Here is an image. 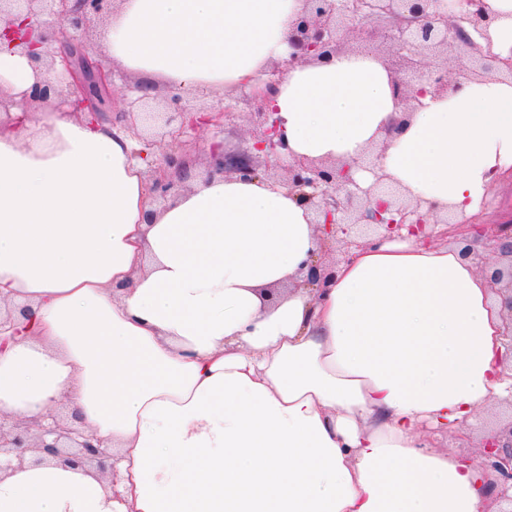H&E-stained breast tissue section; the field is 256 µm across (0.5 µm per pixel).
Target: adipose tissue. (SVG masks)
I'll return each mask as SVG.
<instances>
[{
  "label": "adipose tissue",
  "mask_w": 512,
  "mask_h": 512,
  "mask_svg": "<svg viewBox=\"0 0 512 512\" xmlns=\"http://www.w3.org/2000/svg\"><path fill=\"white\" fill-rule=\"evenodd\" d=\"M512 57V0H484ZM304 0H122L100 43L144 85L254 84L288 52ZM47 67L0 43V90ZM271 106L290 155L384 146L406 198L472 216L512 167V79L461 82L404 114L367 49L287 69ZM126 127L59 110L0 127V418L66 405L114 473L0 458V512H485L482 470L433 449L512 397L503 319L451 246L369 241L326 287H297L321 245L287 189L192 180L157 209Z\"/></svg>",
  "instance_id": "adipose-tissue-1"
}]
</instances>
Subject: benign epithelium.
<instances>
[{
    "label": "benign epithelium",
    "instance_id": "1",
    "mask_svg": "<svg viewBox=\"0 0 512 512\" xmlns=\"http://www.w3.org/2000/svg\"><path fill=\"white\" fill-rule=\"evenodd\" d=\"M116 0H0V23L5 24L0 37L20 48L33 62L54 71L55 81L40 88L33 96L38 103H52L70 113L89 114L106 120L112 109L115 74L86 40V33L112 12ZM307 7L294 22L288 37V54L265 71V78L252 85L247 99L258 107L260 129L240 152L224 153L216 144L208 155V178L238 173L265 179L293 192L314 215L323 251L336 247L338 234H348L350 225L374 228L375 235L390 239L409 227L420 233L428 226L450 224L444 234L462 245L461 253L472 258L470 233L485 251L497 255V262L480 267L505 313L507 354L512 356V224H491L485 228L453 215L442 219L424 208L423 202H407L399 192L381 180L364 188L345 162L313 161L288 158L279 152L283 146L276 113L268 102L277 92L285 68L302 65L342 50L345 41L357 40L370 45L383 44L403 58L417 74L413 83L396 82L397 96L405 109L422 106L427 96L450 92L456 84L448 81V69L432 63V57L452 54L460 62L459 74L475 80L507 69L512 75V61L504 60L484 47L491 42L492 18L482 0H306ZM137 107L129 113L150 126L169 128L175 139L185 128L196 129L218 118L225 122L238 114L237 100L207 110L201 123L180 92L172 90L162 110L149 106L153 98L149 88L137 84ZM283 169L285 180H273L271 171ZM160 177L155 181L156 199L165 201L187 178L186 162L175 152L162 154ZM333 277L331 267L313 265L303 281L308 288H323ZM16 448L42 450L73 463L97 465L105 469L107 451L101 440L90 433L78 416L69 420L51 413L44 420L0 419V455ZM479 465L484 470L491 498L486 512H512V419L489 430L480 444Z\"/></svg>",
    "mask_w": 512,
    "mask_h": 512
}]
</instances>
